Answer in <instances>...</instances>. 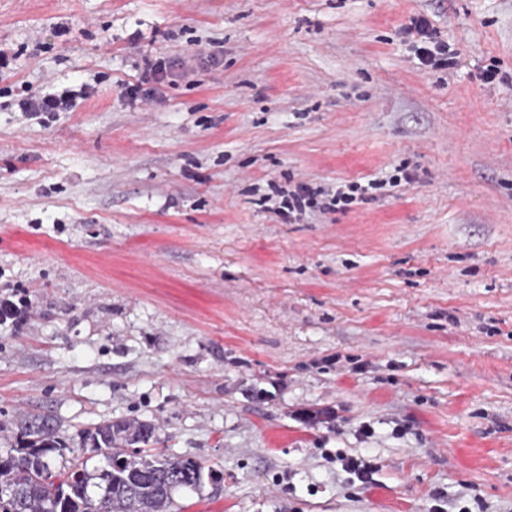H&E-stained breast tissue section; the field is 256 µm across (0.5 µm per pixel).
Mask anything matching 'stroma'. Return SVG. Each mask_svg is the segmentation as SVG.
I'll return each mask as SVG.
<instances>
[{"label":"stroma","mask_w":512,"mask_h":512,"mask_svg":"<svg viewBox=\"0 0 512 512\" xmlns=\"http://www.w3.org/2000/svg\"><path fill=\"white\" fill-rule=\"evenodd\" d=\"M418 15L454 73L402 42ZM0 47V296L32 303L0 325L1 452L22 416L72 448L136 417L224 471L179 512H512V82L481 78H512V0H0ZM200 47L164 101L122 89ZM71 83L70 111L18 107ZM386 182L372 180L366 184L352 182L348 185L313 188L308 184H298L294 190H288V202L280 203L275 210L282 216L296 220L302 219L306 209L318 208L325 211H337L357 200L363 202L368 199L373 191L381 189ZM373 199V195L369 197ZM326 458L332 462H338L342 469L351 475L350 480L353 483L359 482L361 485L373 484L374 475L380 470L378 463L365 457H349L341 452L336 451V456L326 453Z\"/></svg>","instance_id":"stroma-1"}]
</instances>
